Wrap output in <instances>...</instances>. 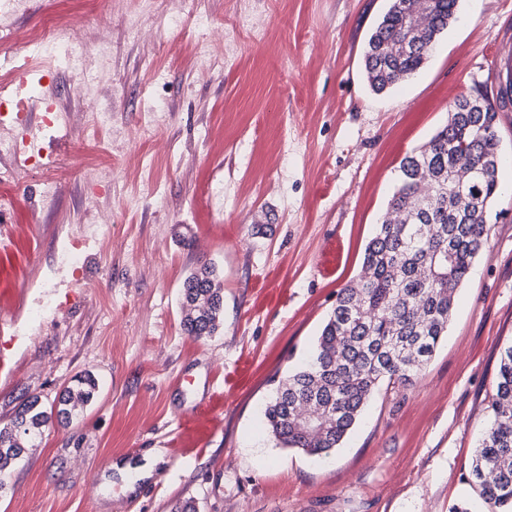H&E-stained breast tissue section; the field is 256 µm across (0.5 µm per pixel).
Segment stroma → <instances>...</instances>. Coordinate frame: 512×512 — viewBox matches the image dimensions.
I'll use <instances>...</instances> for the list:
<instances>
[{
  "label": "stroma",
  "instance_id": "1",
  "mask_svg": "<svg viewBox=\"0 0 512 512\" xmlns=\"http://www.w3.org/2000/svg\"><path fill=\"white\" fill-rule=\"evenodd\" d=\"M18 35L61 19L102 32L109 60L46 87L31 117L51 171L0 155V418L80 375L94 399L0 473V512H495L471 484L512 343V168L448 335L412 383L380 388L341 447L276 445L259 410L308 355L386 210L401 159L450 102L500 81L512 0H459L423 68L375 93L362 50L388 0H25ZM110 115L95 124L85 110ZM94 110V111H95ZM112 173L102 193L89 179ZM78 269L63 268L64 248ZM218 269L224 325L197 340L180 291ZM160 457L128 491L114 462Z\"/></svg>",
  "mask_w": 512,
  "mask_h": 512
}]
</instances>
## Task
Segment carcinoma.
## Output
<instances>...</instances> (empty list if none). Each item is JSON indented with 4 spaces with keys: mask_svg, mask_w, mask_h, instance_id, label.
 Returning <instances> with one entry per match:
<instances>
[{
    "mask_svg": "<svg viewBox=\"0 0 512 512\" xmlns=\"http://www.w3.org/2000/svg\"><path fill=\"white\" fill-rule=\"evenodd\" d=\"M458 0H391L363 54L370 87L382 92L414 75L456 21ZM456 98L446 124L400 161L399 176L357 281L340 290L308 360L280 380L261 411L282 448L321 457L340 446L384 384H407L448 335L458 293L489 240L488 221L512 166L500 149L497 93ZM182 327L203 339L223 325L224 290L204 263L183 282ZM91 377L50 405L26 397L0 420V471L39 447L53 419L63 424L90 402ZM492 417L475 450L472 482L488 503L512 512V344L500 352Z\"/></svg>",
    "mask_w": 512,
    "mask_h": 512,
    "instance_id": "obj_1",
    "label": "carcinoma"
}]
</instances>
